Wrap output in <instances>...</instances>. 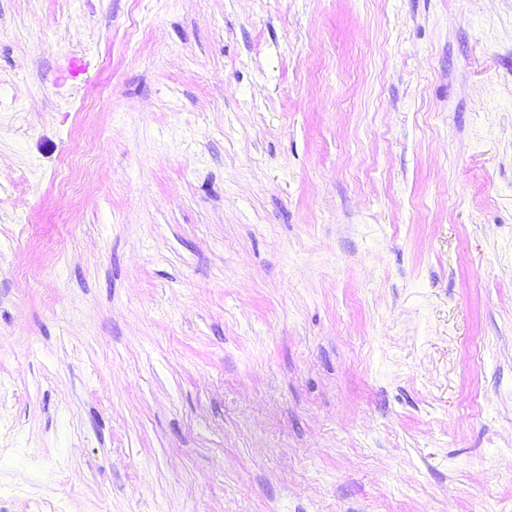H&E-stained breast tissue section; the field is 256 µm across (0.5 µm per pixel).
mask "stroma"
<instances>
[{"label":"stroma","mask_w":512,"mask_h":512,"mask_svg":"<svg viewBox=\"0 0 512 512\" xmlns=\"http://www.w3.org/2000/svg\"><path fill=\"white\" fill-rule=\"evenodd\" d=\"M0 512H512V0H0Z\"/></svg>","instance_id":"35a3bbf8"}]
</instances>
